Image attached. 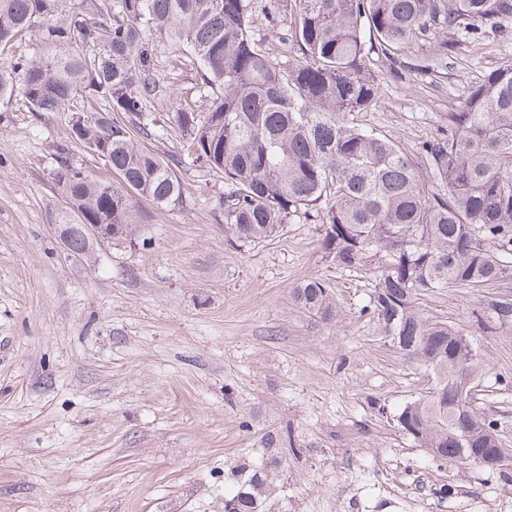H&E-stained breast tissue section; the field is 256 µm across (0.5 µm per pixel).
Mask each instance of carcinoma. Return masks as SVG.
Instances as JSON below:
<instances>
[{"label":"carcinoma","mask_w":512,"mask_h":512,"mask_svg":"<svg viewBox=\"0 0 512 512\" xmlns=\"http://www.w3.org/2000/svg\"><path fill=\"white\" fill-rule=\"evenodd\" d=\"M251 2L0 0V100L16 97L35 114L75 113L76 140L121 180L116 188L99 180L58 148L55 180L76 225L67 250L85 251L89 224L135 238L139 198L161 208L183 203L173 168L139 137L154 136L148 107L177 95L158 69L156 42L190 52L212 96L205 112L185 104L176 123L193 161L224 176L225 235L261 242L294 217L313 219L336 267L381 255L364 310L385 342L432 376L428 394L395 415L397 426L449 463L503 447L497 420L473 407L458 380L461 368L471 378L479 371L472 344L416 300L512 278V62L448 111L423 143L419 167L353 113L375 106L373 57L397 64L408 45L429 39L437 49L412 66L442 70L461 43L512 18V0H268L267 17L289 14L295 57L286 63L257 35ZM293 298L335 318L319 280L301 283ZM476 322L485 333L511 327L512 302H489ZM269 491L256 472L229 500L236 512H258Z\"/></svg>","instance_id":"1"}]
</instances>
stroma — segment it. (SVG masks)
I'll return each instance as SVG.
<instances>
[{"mask_svg":"<svg viewBox=\"0 0 512 512\" xmlns=\"http://www.w3.org/2000/svg\"><path fill=\"white\" fill-rule=\"evenodd\" d=\"M159 61L179 96L152 108L161 134L148 145L175 159L185 201L139 199L149 220L135 240L93 238L81 258L54 231L57 147L100 178L102 161L73 142L71 113L0 101V512H224L246 463L275 487L263 512H512V468L439 461L398 429L431 377L364 312L367 266L336 268L310 221L227 241L224 181L184 157L174 121L201 98L200 64L166 47ZM507 61L512 19L435 75L377 63V103L357 121L418 158ZM310 279L334 321L295 304ZM504 295L512 279L426 293L419 307L472 344V403L512 447V329L485 334L473 317Z\"/></svg>","mask_w":512,"mask_h":512,"instance_id":"stroma-1","label":"stroma"}]
</instances>
